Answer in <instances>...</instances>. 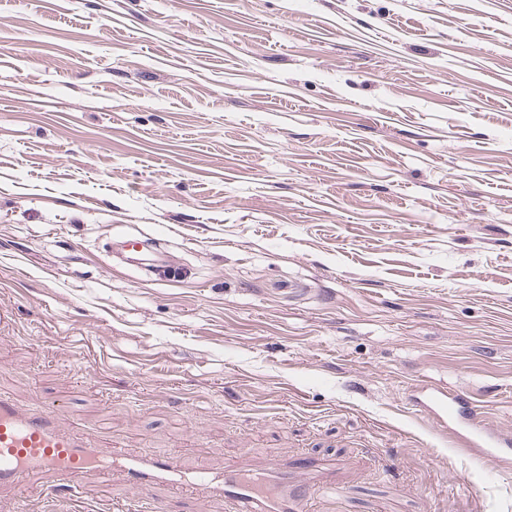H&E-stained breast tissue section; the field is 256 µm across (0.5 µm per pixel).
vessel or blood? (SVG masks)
Instances as JSON below:
<instances>
[{"label": "vessel or blood", "instance_id": "obj_1", "mask_svg": "<svg viewBox=\"0 0 512 512\" xmlns=\"http://www.w3.org/2000/svg\"><path fill=\"white\" fill-rule=\"evenodd\" d=\"M126 257L153 273L169 272L161 255L135 237L120 241ZM432 420L443 428L464 425L468 437L466 449H481L485 459L502 463L512 458V435L486 430L468 414L470 401L462 394L441 389L426 392ZM99 472L118 473L141 484L181 483L184 473L172 457L153 458L116 455L94 446L81 432L61 427L50 410H33L16 404L0 394V486L25 495L33 477L52 474L62 477L69 493L85 496L79 483L82 475ZM195 501L204 504L210 497H223L227 512H310L315 491L336 492V467L332 464L300 458L274 462L260 468L238 463L225 466L223 474L205 472L193 475Z\"/></svg>", "mask_w": 512, "mask_h": 512}]
</instances>
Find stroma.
Masks as SVG:
<instances>
[{
	"label": "stroma",
	"instance_id": "1",
	"mask_svg": "<svg viewBox=\"0 0 512 512\" xmlns=\"http://www.w3.org/2000/svg\"><path fill=\"white\" fill-rule=\"evenodd\" d=\"M424 386L512 433V0H0V392L190 471L335 460L316 512H512ZM82 481L19 512L192 507ZM120 250L126 255V257L138 266L150 267L154 274H166L175 277V271H171L170 264H168L162 257L161 254H156L151 251V246L136 237H127L119 241ZM152 256V258H149Z\"/></svg>",
	"mask_w": 512,
	"mask_h": 512
}]
</instances>
